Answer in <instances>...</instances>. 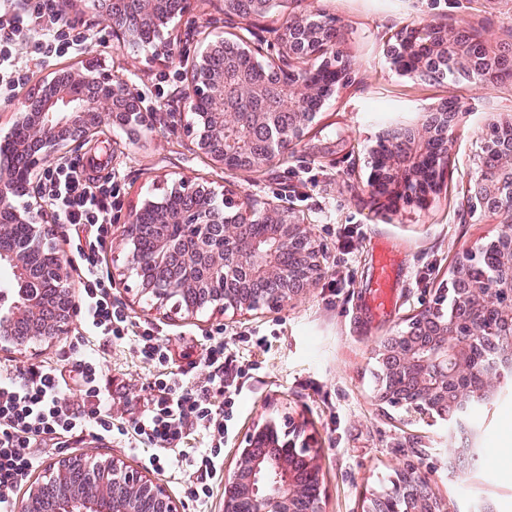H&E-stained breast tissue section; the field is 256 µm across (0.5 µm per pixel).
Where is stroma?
I'll list each match as a JSON object with an SVG mask.
<instances>
[{"label":"stroma","mask_w":512,"mask_h":512,"mask_svg":"<svg viewBox=\"0 0 512 512\" xmlns=\"http://www.w3.org/2000/svg\"><path fill=\"white\" fill-rule=\"evenodd\" d=\"M314 14L337 21L336 49L346 64L342 84L278 164L236 173L211 164L182 128L188 110L186 73L203 45L220 32L257 49L259 59L271 66L310 68L316 59L287 57L278 35L286 22ZM423 21L473 31L494 48L512 45V0H281L275 9L250 17L226 16L224 0H208L170 25L171 55L154 57L96 40L77 55L29 72L26 87L31 90L60 65H97L127 79L148 101V125L119 134L104 125L69 159L91 177H113L120 189L113 245L103 266L131 321L157 328L172 365L200 360L207 339L220 335L236 346L248 371L224 437L223 473L213 480L209 512H224L223 475L233 469L235 450L250 428L288 419L303 424L320 452L323 512H363L367 498L389 489L396 471L408 465L431 481L445 512H478L485 503L493 512H512V380L473 419L474 434L453 442L445 421L412 424L403 410L375 400L379 342L432 305L462 255L489 243L503 220L498 213L470 216L464 193L489 125L512 117V77L476 86L462 79L429 82L397 72L390 59L397 35ZM448 99L458 100L462 110L443 175L426 202L372 193L370 155L384 129L396 123L418 125ZM184 174L225 196L248 194L257 205L279 204L302 216L324 250L326 273L346 275L347 287L334 290L320 280L288 307L245 316L206 311L187 318L152 308L140 298L134 277L122 273L126 254L119 241L127 217L145 196L162 197ZM346 229L354 241L349 256L337 248V236ZM381 238L391 241L408 274L396 285L397 305L391 314L373 322L363 313V300L373 247ZM86 333L81 322L73 333L38 345L35 352L0 351V364H70L73 344ZM96 350L107 375L126 383L112 402L117 419L134 407L142 386L158 370L126 345L103 342ZM455 446L477 451L475 460L457 474L448 468ZM68 456L91 463L114 458L140 470L146 467L142 453L128 448L120 436L100 440L86 435L48 444L41 451V467L22 481L16 499L26 497L31 479L45 475L46 463Z\"/></svg>","instance_id":"35a3bbf8"}]
</instances>
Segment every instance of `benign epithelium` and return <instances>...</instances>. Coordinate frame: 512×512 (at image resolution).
I'll return each instance as SVG.
<instances>
[{
    "instance_id": "obj_1",
    "label": "benign epithelium",
    "mask_w": 512,
    "mask_h": 512,
    "mask_svg": "<svg viewBox=\"0 0 512 512\" xmlns=\"http://www.w3.org/2000/svg\"><path fill=\"white\" fill-rule=\"evenodd\" d=\"M160 0H90L111 28L112 39L125 49L170 52V20L187 12L191 0H181L182 10L171 18L158 19ZM224 48V40L210 42L191 71L187 88L189 112L185 130L196 149L229 171L254 170L280 162L301 141L313 120L299 114L296 123L278 136L273 152L260 149L254 128L273 121V112H239L234 100L250 88L231 74L215 75L208 60ZM500 65L485 70L484 82L495 85L512 72V49L499 50ZM276 108L298 107L313 91V74L292 79L285 72ZM130 107L126 122L147 125L148 112L137 102V93L122 79L97 68L75 66L49 72L36 91L14 105V121L0 136V267L12 276L0 291V350L25 354L41 342H51L76 328L78 307L68 264L56 239L60 220L37 196L39 176L46 165L71 153L97 133L102 114L114 107ZM455 112H429L422 130L405 126L387 138L407 136L401 156L372 176L371 190L393 198L402 185L419 201L432 187L423 182L426 144L436 129L451 136ZM509 118L489 126L482 142V158L495 157L504 169L480 162L469 184L475 204L502 213L512 206V138L503 136ZM219 192L182 175L162 199L147 198L124 225L127 265L139 270L143 256L140 236L154 238L152 263L169 271L163 281L139 280L141 291L164 306L184 288L193 289L202 304L185 307L195 315L213 308L245 315L268 307H284L310 287L324 272L319 245L299 216L276 205L257 214L249 198L238 201V223L227 224L224 206L214 201ZM167 224H190L192 230L172 238ZM501 251L502 261L512 268V223H503L490 241ZM274 284L260 298L246 291L252 281ZM460 295L453 310L444 314L427 307L409 319L401 332L377 346L379 363L387 371L401 372L402 391L379 387L376 400L403 408L413 421L433 417L437 408L449 418L448 437L469 429V407L480 396L497 390L511 364L491 362L479 374V391L471 385L469 356L484 337H498L504 357L512 358V282L490 285L472 281L460 267L451 279ZM86 471L84 486L66 482L74 466ZM50 477L63 485L56 512H181L180 503L160 479L114 460L89 467L81 459L65 457L49 465ZM323 472L318 451L295 448L281 440L273 421L255 424L237 449L234 469L224 479V512H322ZM365 512H443L432 484L413 468L400 470L393 487L368 499Z\"/></svg>"
}]
</instances>
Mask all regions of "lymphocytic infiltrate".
Segmentation results:
<instances>
[{
	"mask_svg": "<svg viewBox=\"0 0 512 512\" xmlns=\"http://www.w3.org/2000/svg\"><path fill=\"white\" fill-rule=\"evenodd\" d=\"M90 41L84 22L64 17L59 0H0V101L13 100L28 80L30 64L79 53ZM52 210L73 231L74 258L81 270L79 304L100 339L130 345L138 358L159 370L142 405L120 424L108 408L110 388L91 352L78 351L70 369L43 362L0 365V512H14L13 491L37 465L35 447L45 440L92 432L102 439L119 435L129 445L150 449V463H182L194 477L192 494L208 502L210 481L224 445L225 411L240 395L245 370L236 348L216 339L200 362L171 367L167 348L154 327L132 323L112 297V279L103 258L112 243L114 181L97 184L75 163L59 162L43 175ZM75 373L87 404L76 413L62 402ZM203 440L188 451L192 436Z\"/></svg>",
	"mask_w": 512,
	"mask_h": 512,
	"instance_id": "f902f5d3",
	"label": "lymphocytic infiltrate"
}]
</instances>
